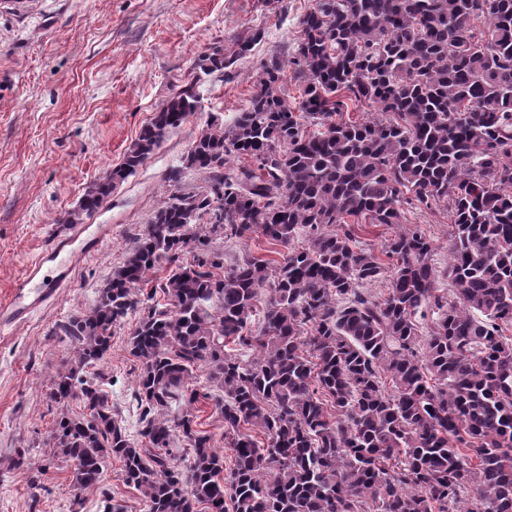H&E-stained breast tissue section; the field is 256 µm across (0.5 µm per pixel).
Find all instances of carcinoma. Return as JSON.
Wrapping results in <instances>:
<instances>
[{
    "instance_id": "carcinoma-1",
    "label": "carcinoma",
    "mask_w": 512,
    "mask_h": 512,
    "mask_svg": "<svg viewBox=\"0 0 512 512\" xmlns=\"http://www.w3.org/2000/svg\"><path fill=\"white\" fill-rule=\"evenodd\" d=\"M298 25L289 52L261 63L248 106L227 125L211 118L166 171L167 197L98 302L57 326L71 351L50 398L83 404L56 421L71 489L98 486L115 458L147 512H512V0H314ZM262 38L229 55L211 46L196 68L221 72ZM199 80L62 223L98 213L198 110ZM351 105L390 118L345 120ZM190 172L203 181L194 191ZM415 202L449 206L442 271L417 227L379 255L360 245L359 225L398 224ZM253 234L279 258L224 263L221 244ZM160 259L169 274L146 294ZM387 273L378 300L363 285ZM428 311L423 337L416 316ZM130 315L137 442L88 375ZM197 370L209 389L190 385ZM205 404L224 420L227 472L198 429ZM177 433L187 466L172 455Z\"/></svg>"
}]
</instances>
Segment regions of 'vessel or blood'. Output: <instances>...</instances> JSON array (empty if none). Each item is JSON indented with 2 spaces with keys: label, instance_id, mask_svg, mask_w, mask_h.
<instances>
[{
  "label": "vessel or blood",
  "instance_id": "1",
  "mask_svg": "<svg viewBox=\"0 0 512 512\" xmlns=\"http://www.w3.org/2000/svg\"><path fill=\"white\" fill-rule=\"evenodd\" d=\"M111 235L108 224H73L68 235L52 237L15 280L9 299L0 302V331L27 323L35 312L53 304L71 287L90 251Z\"/></svg>",
  "mask_w": 512,
  "mask_h": 512
}]
</instances>
